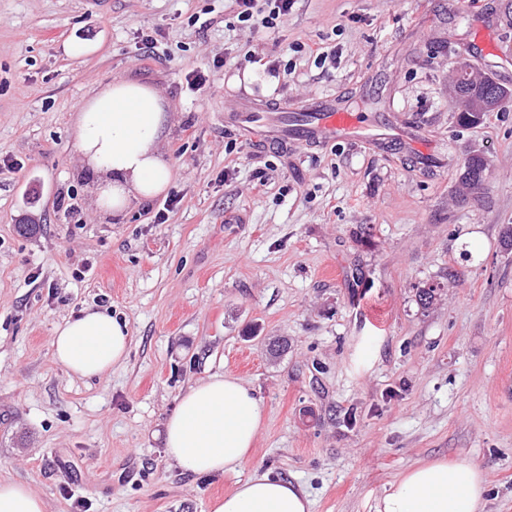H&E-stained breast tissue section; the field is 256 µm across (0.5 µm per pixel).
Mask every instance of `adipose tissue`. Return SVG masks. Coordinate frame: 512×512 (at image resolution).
I'll return each mask as SVG.
<instances>
[{
  "instance_id": "adipose-tissue-1",
  "label": "adipose tissue",
  "mask_w": 512,
  "mask_h": 512,
  "mask_svg": "<svg viewBox=\"0 0 512 512\" xmlns=\"http://www.w3.org/2000/svg\"><path fill=\"white\" fill-rule=\"evenodd\" d=\"M172 122L161 92L117 79L81 101L75 146L93 179L94 205L103 213L125 211L132 201L164 193L174 176L159 149ZM52 359L68 374L95 379L124 363L131 336L127 321L87 309L59 324ZM263 422L260 400L239 378L216 373L191 386L163 423L167 456L193 475L248 470L235 489L209 504V512H312L299 485L249 469ZM486 481L465 461L435 459L403 473L380 500L377 512H484ZM0 512H46L27 483L0 478Z\"/></svg>"
}]
</instances>
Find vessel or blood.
<instances>
[{"instance_id":"1","label":"vessel or blood","mask_w":512,"mask_h":512,"mask_svg":"<svg viewBox=\"0 0 512 512\" xmlns=\"http://www.w3.org/2000/svg\"><path fill=\"white\" fill-rule=\"evenodd\" d=\"M266 110V105L248 100L242 103L238 111L225 115L224 121L257 143L278 136H287L305 144L334 142L347 139L364 129L359 114L337 106L332 100L318 101L308 119L298 120L290 128L281 130L264 125Z\"/></svg>"}]
</instances>
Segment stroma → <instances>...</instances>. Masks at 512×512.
I'll use <instances>...</instances> for the list:
<instances>
[{
	"mask_svg": "<svg viewBox=\"0 0 512 512\" xmlns=\"http://www.w3.org/2000/svg\"><path fill=\"white\" fill-rule=\"evenodd\" d=\"M466 60L512 86V0H295L259 30L233 0H0V478L48 512H207L236 476L182 471L162 424L224 372L265 412L252 466L301 485L313 512H375L439 458L478 466L485 512H512V103L458 126L448 84ZM115 78L174 114L173 183L120 216L96 211L73 137L79 103ZM327 98L378 143L259 144L224 123L245 99ZM474 150L487 178L461 204ZM89 306L125 318L132 346L87 381L50 341ZM271 336L288 339L275 362Z\"/></svg>",
	"mask_w": 512,
	"mask_h": 512,
	"instance_id": "1",
	"label": "stroma"
}]
</instances>
